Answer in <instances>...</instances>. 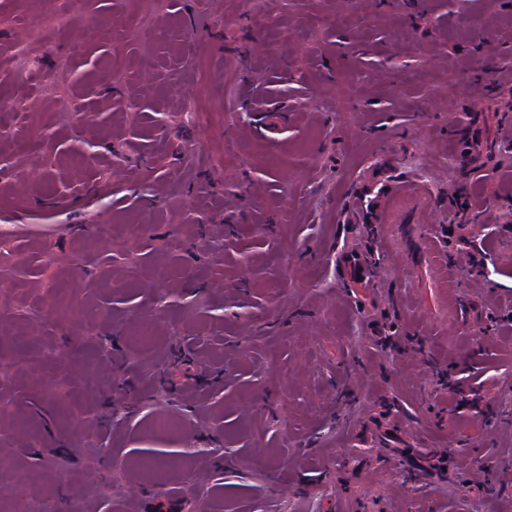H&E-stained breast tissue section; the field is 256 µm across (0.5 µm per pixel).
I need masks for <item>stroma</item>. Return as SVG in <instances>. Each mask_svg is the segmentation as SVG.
Wrapping results in <instances>:
<instances>
[{"label":"stroma","instance_id":"obj_1","mask_svg":"<svg viewBox=\"0 0 512 512\" xmlns=\"http://www.w3.org/2000/svg\"><path fill=\"white\" fill-rule=\"evenodd\" d=\"M1 49L0 512H512V0H0Z\"/></svg>","mask_w":512,"mask_h":512}]
</instances>
